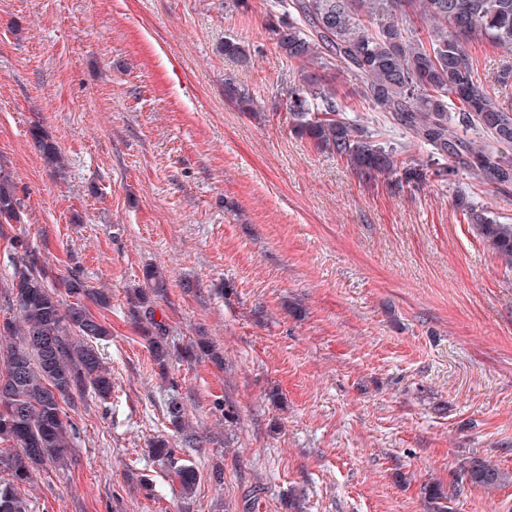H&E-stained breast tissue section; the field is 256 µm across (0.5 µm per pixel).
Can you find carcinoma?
<instances>
[{
    "label": "carcinoma",
    "instance_id": "obj_1",
    "mask_svg": "<svg viewBox=\"0 0 512 512\" xmlns=\"http://www.w3.org/2000/svg\"><path fill=\"white\" fill-rule=\"evenodd\" d=\"M277 22L269 26L279 56L299 64L301 77L288 87L285 107L289 130L316 151L345 163L363 183L381 175L399 187L418 189L427 177L447 180L455 168L499 190L512 187V114L483 85L471 48L485 44L512 53V0H274ZM250 49L224 41V55L247 60ZM353 80L350 94L383 113L428 148L427 157L407 160L401 147L383 141L367 126L347 117L336 82ZM224 96L241 112L257 113L247 87L224 78ZM31 136L49 171L67 164L60 147L37 125ZM454 206L475 226L483 241L512 264V224L498 222L460 189ZM22 203L11 173L0 165V238L10 239L14 273L8 284L13 316L0 322V512H28L20 487L40 470L76 464L80 429L69 411L91 394L107 404L112 374L104 367L99 345L112 331L89 308L112 306V294L96 288L76 271L59 286L28 243L8 233L23 222ZM146 288L134 292L141 335L161 374L174 359H219L201 336L182 349L171 347L154 303L165 278L156 269L143 273ZM168 429L182 448L214 442L197 432L177 398L166 403ZM152 454L171 468L181 494L189 496L198 480L194 464L175 457L165 436ZM474 486L498 488L507 476L472 458L461 467ZM462 489L447 493L437 484L423 486L426 512H450Z\"/></svg>",
    "mask_w": 512,
    "mask_h": 512
}]
</instances>
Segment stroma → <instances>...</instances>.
Returning a JSON list of instances; mask_svg holds the SVG:
<instances>
[{
	"mask_svg": "<svg viewBox=\"0 0 512 512\" xmlns=\"http://www.w3.org/2000/svg\"><path fill=\"white\" fill-rule=\"evenodd\" d=\"M269 0H0V162L25 236L55 275L109 289L103 343L117 392L88 396L70 469L40 470L30 512H426L421 487H449L479 457L512 475V269L453 205L468 190L512 224V192L464 170L418 190L363 184L291 135L285 93L300 77L270 40ZM248 61L224 56L225 39ZM473 54L497 76L512 56ZM246 85L260 117L224 100ZM350 119L426 150L347 99ZM69 164L50 174L33 125ZM170 344L205 336L224 361L161 378L130 299L145 268ZM278 391L270 401L269 391ZM176 395L203 433L230 444L177 449L197 466L190 499L148 454ZM231 400L237 424L219 405ZM224 467V484L211 478ZM455 512H512V482L468 487Z\"/></svg>",
	"mask_w": 512,
	"mask_h": 512,
	"instance_id": "1",
	"label": "stroma"
}]
</instances>
